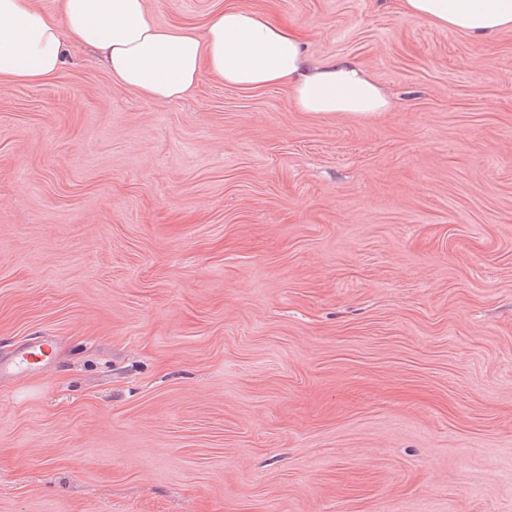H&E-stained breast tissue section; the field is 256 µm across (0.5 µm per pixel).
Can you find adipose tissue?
I'll return each instance as SVG.
<instances>
[{"label": "adipose tissue", "mask_w": 512, "mask_h": 512, "mask_svg": "<svg viewBox=\"0 0 512 512\" xmlns=\"http://www.w3.org/2000/svg\"><path fill=\"white\" fill-rule=\"evenodd\" d=\"M405 13L471 36L512 27V0H402ZM93 48L124 87L157 100L191 93L204 73L230 86H288L304 112H383L378 84L347 61L310 68L296 30L226 7L197 35L154 24L146 0H59L57 16L33 0H0V76L37 84L54 76L65 45Z\"/></svg>", "instance_id": "ef3b65f1"}]
</instances>
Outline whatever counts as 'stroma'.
Masks as SVG:
<instances>
[{
    "instance_id": "obj_1",
    "label": "stroma",
    "mask_w": 512,
    "mask_h": 512,
    "mask_svg": "<svg viewBox=\"0 0 512 512\" xmlns=\"http://www.w3.org/2000/svg\"><path fill=\"white\" fill-rule=\"evenodd\" d=\"M227 5L360 65L384 112L66 48L0 77V512H512V28L400 0ZM53 352L52 340L45 339L25 348L14 361L12 369L16 373L38 369L52 358Z\"/></svg>"
}]
</instances>
